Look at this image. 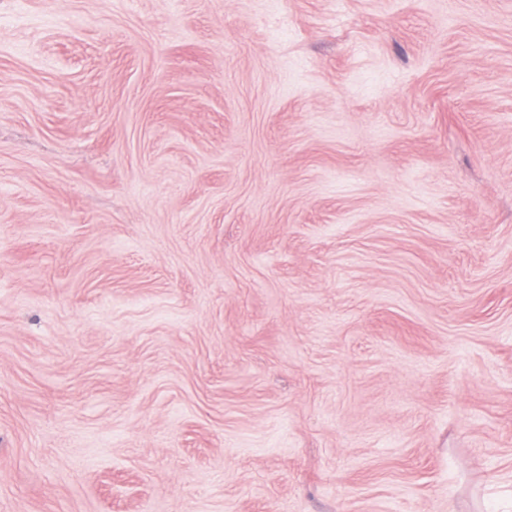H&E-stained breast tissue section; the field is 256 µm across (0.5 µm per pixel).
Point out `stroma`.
Returning <instances> with one entry per match:
<instances>
[{
    "mask_svg": "<svg viewBox=\"0 0 512 512\" xmlns=\"http://www.w3.org/2000/svg\"><path fill=\"white\" fill-rule=\"evenodd\" d=\"M0 512H512V0H0Z\"/></svg>",
    "mask_w": 512,
    "mask_h": 512,
    "instance_id": "obj_1",
    "label": "stroma"
}]
</instances>
